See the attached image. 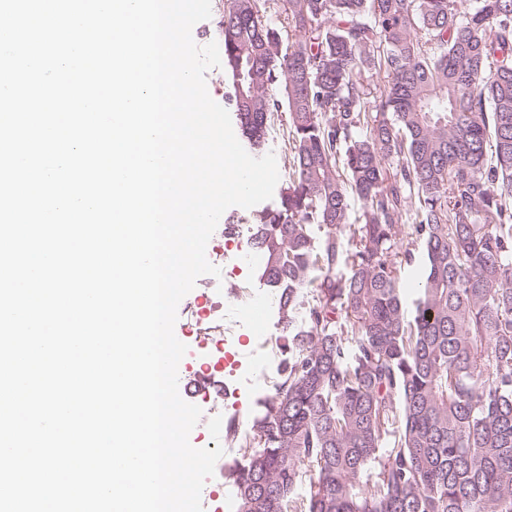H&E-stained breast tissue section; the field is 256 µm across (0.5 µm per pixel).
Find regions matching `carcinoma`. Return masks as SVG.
Wrapping results in <instances>:
<instances>
[{"mask_svg": "<svg viewBox=\"0 0 512 512\" xmlns=\"http://www.w3.org/2000/svg\"><path fill=\"white\" fill-rule=\"evenodd\" d=\"M274 5L218 17L241 134L281 127L288 165L251 235L288 357L238 512H512V0Z\"/></svg>", "mask_w": 512, "mask_h": 512, "instance_id": "1", "label": "carcinoma"}]
</instances>
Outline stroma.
Returning a JSON list of instances; mask_svg holds the SVG:
<instances>
[{"mask_svg":"<svg viewBox=\"0 0 512 512\" xmlns=\"http://www.w3.org/2000/svg\"><path fill=\"white\" fill-rule=\"evenodd\" d=\"M251 210L241 207L227 209L222 215L221 228L215 229L207 247L206 257L214 266L224 269L222 287H214L210 276L198 278L191 297L197 298L199 308L207 315L210 325L225 323L236 325L237 331L230 344L236 353L239 368L232 381L240 385L237 405H230L217 397H210L208 407L235 416L240 433H248L254 420L261 417L267 398L262 392L263 382H277L279 366L283 358L282 331L279 325L277 305L272 300V290L260 279L262 259L249 245ZM266 304L268 328L264 335H254L248 317V309L255 301ZM178 329L186 336L188 351L181 360L185 377L191 378L202 363L217 364L220 351L215 341L206 340L189 315L178 316ZM245 458L238 446L228 445L215 465L214 475L204 484L205 496L201 498L203 512H213L214 497L224 500L223 512H237V490L229 477L230 468L244 463Z\"/></svg>","mask_w":512,"mask_h":512,"instance_id":"1","label":"stroma"}]
</instances>
